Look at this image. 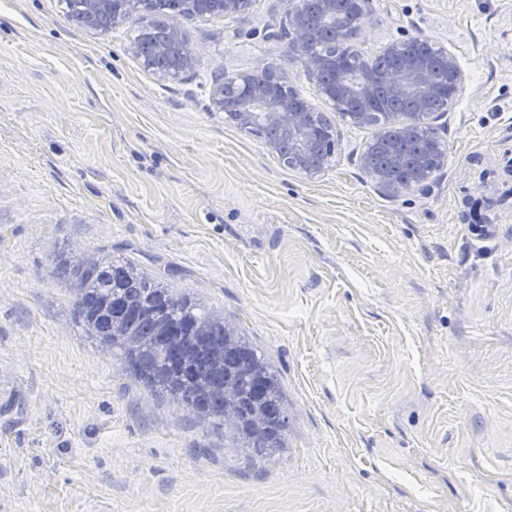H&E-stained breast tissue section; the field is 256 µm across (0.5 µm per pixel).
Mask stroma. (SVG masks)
<instances>
[{
	"mask_svg": "<svg viewBox=\"0 0 512 512\" xmlns=\"http://www.w3.org/2000/svg\"><path fill=\"white\" fill-rule=\"evenodd\" d=\"M288 0L187 21L160 81L130 26L0 0V512H512V0H369L358 45L426 38L464 83L448 162L390 194L339 123L310 179L210 111L220 73L288 62ZM119 257L224 315L276 372L271 461L198 425L87 336L57 255ZM437 55L444 58L445 67L448 71V87L453 88L456 92L464 82V74L456 60V57L444 46H433Z\"/></svg>",
	"mask_w": 512,
	"mask_h": 512,
	"instance_id": "stroma-1",
	"label": "stroma"
}]
</instances>
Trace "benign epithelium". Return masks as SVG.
Wrapping results in <instances>:
<instances>
[{"label": "benign epithelium", "instance_id": "benign-epithelium-1", "mask_svg": "<svg viewBox=\"0 0 512 512\" xmlns=\"http://www.w3.org/2000/svg\"><path fill=\"white\" fill-rule=\"evenodd\" d=\"M153 3L154 0H80L82 25L97 35H104L129 23L135 16L147 22L152 17ZM245 3L246 0H182V17L195 19L215 15L238 16L244 13ZM318 37V32L310 26L305 14L288 10L290 55L302 64L309 80L317 85L329 111L343 113V121L347 123L365 124L368 114L348 110L347 102L356 94L370 98L377 93V87L368 82L356 84L349 79L336 87H325L324 73L333 63V59L329 55L313 54L308 50L309 45ZM421 43L422 40L417 38H404L386 44L381 50L383 55L401 59V67L385 78L386 89L391 95L420 100L434 90L431 59L419 50ZM129 50L145 71L161 81L180 78L192 69L195 60V53L185 41L181 22L178 20L169 24V37L153 53L144 52L137 40L130 44ZM434 50L444 58L448 86L459 89L464 82V74L456 57L442 45L435 46ZM172 52L183 58V66L175 72L157 64L159 57ZM269 70L267 64L261 63L251 71L226 74L215 79L210 91V108L214 112L224 113L226 121L248 134L260 133L268 127L282 129L294 143L286 166L314 178L333 165L336 145H331L330 152L316 160L309 159L310 108L306 104L295 102L284 79L269 74ZM442 116L441 112L426 111L422 105L419 111L406 114L400 122L401 133L405 136L420 128L427 129L426 155L430 166L415 170L406 180L399 182L384 172L372 169L367 154L364 153L360 156V164L367 175L390 193L413 191L423 187L433 173L443 168L447 160V154L438 144V121Z\"/></svg>", "mask_w": 512, "mask_h": 512}]
</instances>
